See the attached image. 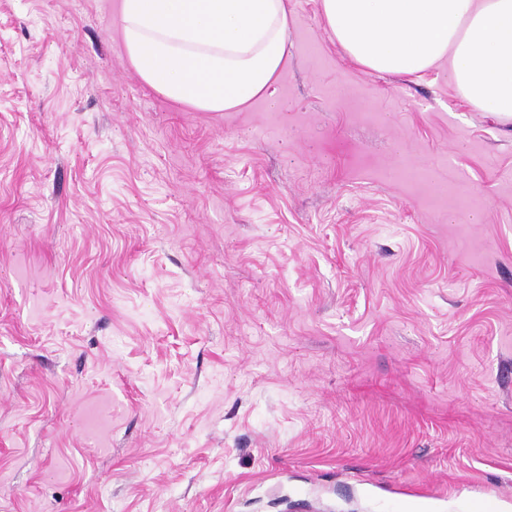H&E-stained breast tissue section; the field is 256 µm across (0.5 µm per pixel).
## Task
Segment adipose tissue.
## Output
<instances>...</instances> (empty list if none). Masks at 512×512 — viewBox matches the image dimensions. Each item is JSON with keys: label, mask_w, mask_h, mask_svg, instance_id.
I'll return each mask as SVG.
<instances>
[{"label": "adipose tissue", "mask_w": 512, "mask_h": 512, "mask_svg": "<svg viewBox=\"0 0 512 512\" xmlns=\"http://www.w3.org/2000/svg\"><path fill=\"white\" fill-rule=\"evenodd\" d=\"M125 54L139 78L199 112H239L288 65L287 0H121ZM332 41L360 67L414 75L448 64L476 109L512 117V0H321Z\"/></svg>", "instance_id": "1"}]
</instances>
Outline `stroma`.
Segmentation results:
<instances>
[{
    "label": "stroma",
    "instance_id": "1",
    "mask_svg": "<svg viewBox=\"0 0 512 512\" xmlns=\"http://www.w3.org/2000/svg\"><path fill=\"white\" fill-rule=\"evenodd\" d=\"M119 2L0 0V512H512V120L320 0L198 112Z\"/></svg>",
    "mask_w": 512,
    "mask_h": 512
}]
</instances>
